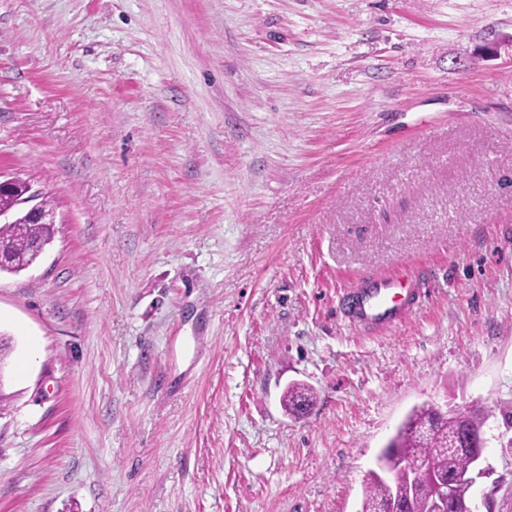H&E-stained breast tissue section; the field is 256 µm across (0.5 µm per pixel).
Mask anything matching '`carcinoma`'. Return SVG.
Instances as JSON below:
<instances>
[{
	"mask_svg": "<svg viewBox=\"0 0 512 512\" xmlns=\"http://www.w3.org/2000/svg\"><path fill=\"white\" fill-rule=\"evenodd\" d=\"M53 234L54 225L36 224L25 217L0 224V272L19 273L36 263L40 258L37 245L51 241ZM312 399L309 388L293 385L284 395V406L293 413L310 405ZM484 421V413L477 409L461 412L452 420L440 416L432 405L414 407L381 455L387 459L404 457L414 465H423L427 476L415 487L408 473L384 481L376 470H369L362 512H374L376 504L392 496L410 497L408 512H431L430 503L438 495L440 480L464 472L473 460L472 451L460 441L462 428L476 431Z\"/></svg>",
	"mask_w": 512,
	"mask_h": 512,
	"instance_id": "1",
	"label": "carcinoma"
}]
</instances>
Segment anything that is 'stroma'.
<instances>
[{"instance_id":"1","label":"stroma","mask_w":512,"mask_h":512,"mask_svg":"<svg viewBox=\"0 0 512 512\" xmlns=\"http://www.w3.org/2000/svg\"><path fill=\"white\" fill-rule=\"evenodd\" d=\"M0 177L57 212L0 273V512H358L423 403L512 512V0H0ZM420 288L404 274L395 272L382 278H369L346 293L339 301L340 311L367 330L394 326L416 305ZM313 399V392L302 385H293L288 388L284 395V406L291 414L299 409L310 406Z\"/></svg>"}]
</instances>
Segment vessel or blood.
<instances>
[{
    "label": "vessel or blood",
    "instance_id": "1",
    "mask_svg": "<svg viewBox=\"0 0 512 512\" xmlns=\"http://www.w3.org/2000/svg\"><path fill=\"white\" fill-rule=\"evenodd\" d=\"M420 290L404 274L396 272L370 278L346 293L338 307L349 319L368 330L394 326L416 305Z\"/></svg>",
    "mask_w": 512,
    "mask_h": 512
}]
</instances>
